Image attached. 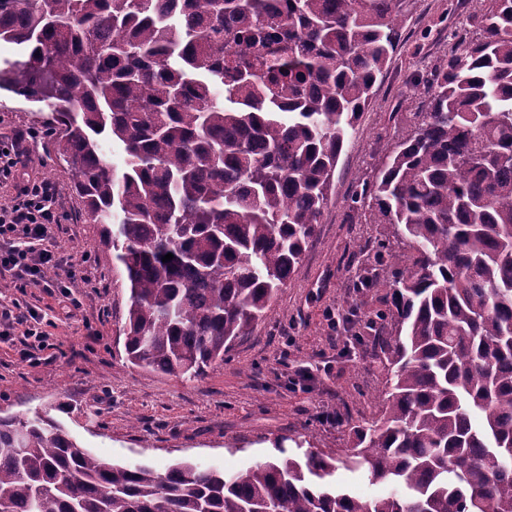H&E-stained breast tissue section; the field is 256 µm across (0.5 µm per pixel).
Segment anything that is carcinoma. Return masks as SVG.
I'll use <instances>...</instances> for the list:
<instances>
[{
    "instance_id": "1",
    "label": "carcinoma",
    "mask_w": 512,
    "mask_h": 512,
    "mask_svg": "<svg viewBox=\"0 0 512 512\" xmlns=\"http://www.w3.org/2000/svg\"><path fill=\"white\" fill-rule=\"evenodd\" d=\"M402 5L0 0V42L26 52L0 87L50 108L126 273L132 365L192 380L252 332L315 235ZM473 18L481 38L448 33L410 133L351 197L407 242L359 247L380 267L359 284L384 309L355 340L382 365V417L344 454L279 447L226 475L116 464L47 414L0 416V512H512V0ZM340 468L394 490L354 496Z\"/></svg>"
}]
</instances>
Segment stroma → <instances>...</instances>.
I'll use <instances>...</instances> for the list:
<instances>
[{
    "label": "stroma",
    "mask_w": 512,
    "mask_h": 512,
    "mask_svg": "<svg viewBox=\"0 0 512 512\" xmlns=\"http://www.w3.org/2000/svg\"><path fill=\"white\" fill-rule=\"evenodd\" d=\"M472 11L470 0H407L400 42L343 148L301 264L252 335L223 364L191 381L127 362L126 278L100 244V225L84 214L72 171L48 150L42 119L50 110L0 89V131H30L28 172L58 188L60 222L51 236L61 255L78 264L71 291L79 302L68 318L57 290L0 279V298L35 307L52 321L44 345L21 335L0 339V416L49 413L97 455L159 470L189 461L234 473L275 457L279 443L298 458L349 448L350 427L328 420L336 400L348 401L355 424L370 425L384 378L377 363L359 359L346 343L352 309L380 307L377 297L355 286L374 266L356 254L360 244L395 233L393 225L367 223L351 209L350 196L408 133L425 99L424 80L448 51L449 30L467 41L479 37Z\"/></svg>",
    "instance_id": "35a3bbf8"
}]
</instances>
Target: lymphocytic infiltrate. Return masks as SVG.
<instances>
[{
	"mask_svg": "<svg viewBox=\"0 0 512 512\" xmlns=\"http://www.w3.org/2000/svg\"><path fill=\"white\" fill-rule=\"evenodd\" d=\"M27 135L15 131L5 139L9 149L0 164V174L16 183L17 194L11 205L0 207V276H10L25 285H53L49 272L60 270L63 262L51 240L52 224L58 223L57 192L46 182L22 179ZM43 320L37 309L19 303L0 302V338L23 331L24 335L42 338L39 326Z\"/></svg>",
	"mask_w": 512,
	"mask_h": 512,
	"instance_id": "lymphocytic-infiltrate-1",
	"label": "lymphocytic infiltrate"
}]
</instances>
